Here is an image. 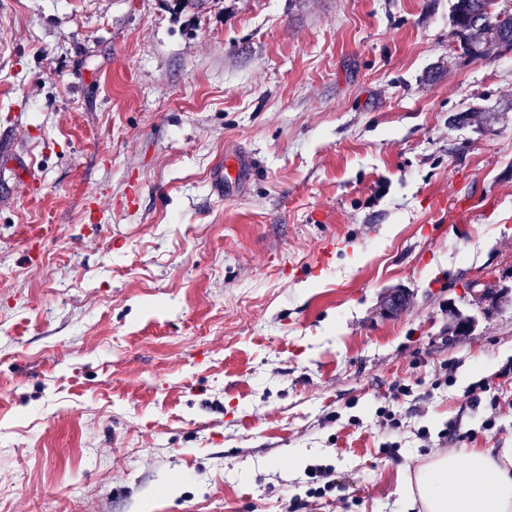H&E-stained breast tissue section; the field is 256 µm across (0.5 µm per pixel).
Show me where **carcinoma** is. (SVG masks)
Listing matches in <instances>:
<instances>
[{"instance_id":"carcinoma-1","label":"carcinoma","mask_w":512,"mask_h":512,"mask_svg":"<svg viewBox=\"0 0 512 512\" xmlns=\"http://www.w3.org/2000/svg\"><path fill=\"white\" fill-rule=\"evenodd\" d=\"M453 26L461 38V46L475 56H486L492 50H512V14L495 9V0H456Z\"/></svg>"}]
</instances>
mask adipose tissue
Returning <instances> with one entry per match:
<instances>
[{
  "label": "adipose tissue",
  "mask_w": 512,
  "mask_h": 512,
  "mask_svg": "<svg viewBox=\"0 0 512 512\" xmlns=\"http://www.w3.org/2000/svg\"><path fill=\"white\" fill-rule=\"evenodd\" d=\"M405 494L423 512H512V448L434 456L407 478Z\"/></svg>",
  "instance_id": "adipose-tissue-1"
}]
</instances>
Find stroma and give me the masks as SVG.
Returning <instances> with one entry per match:
<instances>
[{
  "label": "stroma",
  "mask_w": 512,
  "mask_h": 512,
  "mask_svg": "<svg viewBox=\"0 0 512 512\" xmlns=\"http://www.w3.org/2000/svg\"><path fill=\"white\" fill-rule=\"evenodd\" d=\"M453 3L0 0V512H411L512 448V50ZM224 165L215 167L210 176L211 192L220 198L226 188L235 187L244 183L251 175V160L246 155L233 156Z\"/></svg>",
  "instance_id": "stroma-1"
}]
</instances>
